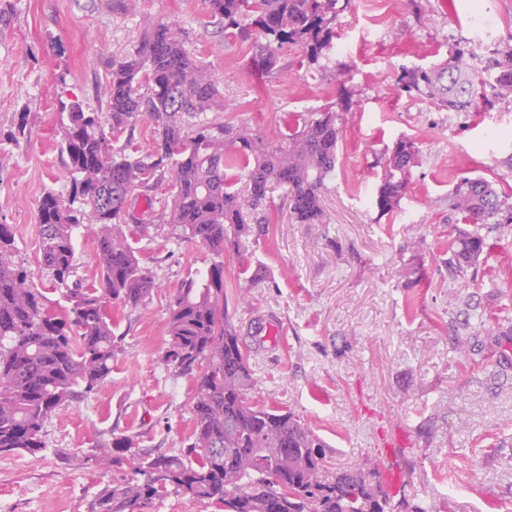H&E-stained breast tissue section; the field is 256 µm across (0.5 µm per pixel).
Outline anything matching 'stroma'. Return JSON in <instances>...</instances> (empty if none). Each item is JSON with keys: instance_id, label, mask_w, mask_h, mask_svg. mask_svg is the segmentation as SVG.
Wrapping results in <instances>:
<instances>
[{"instance_id": "35a3bbf8", "label": "stroma", "mask_w": 512, "mask_h": 512, "mask_svg": "<svg viewBox=\"0 0 512 512\" xmlns=\"http://www.w3.org/2000/svg\"><path fill=\"white\" fill-rule=\"evenodd\" d=\"M489 15L491 28L475 24ZM181 28L187 51L219 77L220 112L197 124H245L276 141L320 107L335 106L343 139L324 194L327 221L297 224L285 187L269 196L277 222L245 255H214L177 238L142 198L135 246L160 283L136 309H112L117 351L95 394L53 416L45 448L0 455V512H87L107 484L128 478L134 451L179 453L193 430L194 380L163 362L168 308L181 281L224 264L229 312L249 355L257 405L292 410L326 444L329 465L356 467L386 449L403 473L402 512H512V338L478 333L475 363L453 351L457 295L512 320V230L491 232L484 262L448 273L459 225L448 192L461 175L512 184V104L448 112L400 91L403 69L463 51L483 78L492 44H512V0H351L333 49L309 64L288 45L272 68L254 42L225 39L202 0H0V132L26 122L28 138L0 141V222L12 225L34 287L60 297L40 263L36 204L67 191L58 149L60 102L96 94L112 62L135 54L143 17ZM411 138L420 161L394 213L372 195L385 155ZM128 439L109 469L84 462Z\"/></svg>"}]
</instances>
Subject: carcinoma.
<instances>
[{
    "label": "carcinoma",
    "instance_id": "1",
    "mask_svg": "<svg viewBox=\"0 0 512 512\" xmlns=\"http://www.w3.org/2000/svg\"><path fill=\"white\" fill-rule=\"evenodd\" d=\"M349 0H204L224 20V36L248 40L262 34V60L286 44L317 60L333 47L339 2ZM147 36L132 57L112 62L100 100L105 111L79 100L59 104L60 152L70 188L53 189L37 202L41 263L65 288V314L47 304L17 261L12 227L0 223V454L45 448V425L58 411L94 394L112 373L116 345L111 305L136 309L159 287L156 273L132 245L136 222L128 201L167 185L159 220L217 256L248 250L252 225L274 224L269 187H288L289 210L299 224H323V193L336 171L343 138L332 108L308 114L284 142H269L248 126H189L198 112L224 108L216 75L184 49L176 27L145 20ZM486 71L493 93L478 90L463 55L444 66L403 70L399 87L450 112H470L495 99L512 103V46L493 49ZM143 119L154 126L150 150L112 137ZM419 150L399 139L385 157L372 203L378 214L400 207ZM242 170V176L228 171ZM448 211L470 229L453 240L448 264L457 270L485 259L488 233L512 224V187L484 176H461L448 194ZM91 237L100 267L99 285L72 280L75 241ZM224 263L185 279L169 307L164 362L195 384L194 425L178 454L143 453L132 475L104 486L88 512H135L169 492L199 503H222L224 512H394L380 460L366 469L330 468L324 443L295 412L252 403L256 386L249 356L228 320ZM496 317L467 308L455 336L459 364L472 361L473 330ZM115 441L86 463H112Z\"/></svg>",
    "mask_w": 512,
    "mask_h": 512
}]
</instances>
